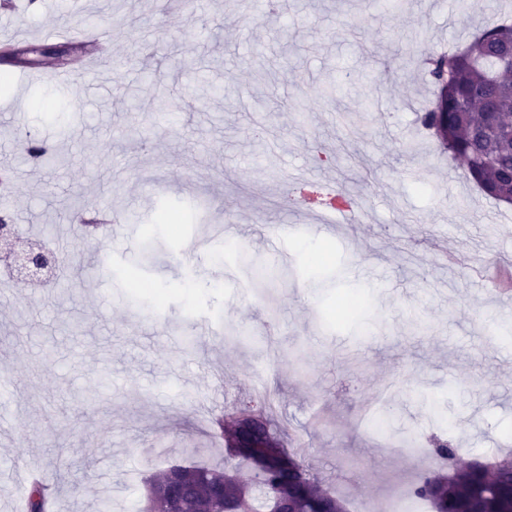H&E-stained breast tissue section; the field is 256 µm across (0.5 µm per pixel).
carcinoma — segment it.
<instances>
[{
  "instance_id": "carcinoma-1",
  "label": "carcinoma",
  "mask_w": 512,
  "mask_h": 512,
  "mask_svg": "<svg viewBox=\"0 0 512 512\" xmlns=\"http://www.w3.org/2000/svg\"><path fill=\"white\" fill-rule=\"evenodd\" d=\"M512 40V24L477 33L465 50L434 55L428 75L440 93L420 116L421 125L453 159L461 158L478 189L512 203V65L500 62V49ZM5 61L20 68L40 65L41 47L5 43ZM224 468L174 464L149 476L143 512H347L344 500L322 486L303 460L285 447L263 408H235L219 422ZM251 478L244 480L240 468ZM445 473L425 470L407 489L431 512H512V470L504 462L491 470L460 473L451 485ZM52 493L31 483L28 512H47Z\"/></svg>"
}]
</instances>
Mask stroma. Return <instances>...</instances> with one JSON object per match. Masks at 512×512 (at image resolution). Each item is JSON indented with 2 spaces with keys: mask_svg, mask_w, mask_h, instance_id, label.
<instances>
[{
  "mask_svg": "<svg viewBox=\"0 0 512 512\" xmlns=\"http://www.w3.org/2000/svg\"><path fill=\"white\" fill-rule=\"evenodd\" d=\"M467 3L452 22L448 0H282L271 15L232 0H0V38L50 47L105 25L121 58L94 97L80 74L64 88L12 69L0 87V161L17 176L0 199L64 259L51 287L10 276L0 296V358L18 372L1 488L27 494L41 471L52 512H96L105 496L140 512L155 471L223 464L205 446L213 412L269 398L289 447L351 512H387L433 462L400 442L427 443L434 411L463 460L512 436V355L459 263L512 269V205L417 122L426 58L512 15V0L498 14ZM29 136L50 157L27 159ZM296 169L349 191L359 223L304 232L322 208L289 207ZM75 204L124 218L92 243L71 226ZM170 210L180 223L160 222ZM214 228L235 257L222 239L189 257ZM438 245L454 263L436 262ZM340 297L361 300L344 319ZM219 324L245 334L226 340Z\"/></svg>",
  "mask_w": 512,
  "mask_h": 512,
  "instance_id": "obj_1",
  "label": "stroma"
}]
</instances>
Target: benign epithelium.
<instances>
[{
	"label": "benign epithelium",
	"mask_w": 512,
	"mask_h": 512,
	"mask_svg": "<svg viewBox=\"0 0 512 512\" xmlns=\"http://www.w3.org/2000/svg\"><path fill=\"white\" fill-rule=\"evenodd\" d=\"M0 260L16 276L32 282L45 280L57 264V256L51 250L18 244L13 219L7 214H0Z\"/></svg>",
	"instance_id": "obj_1"
}]
</instances>
